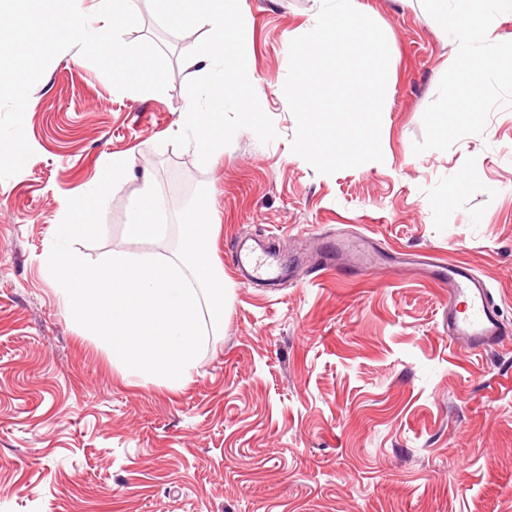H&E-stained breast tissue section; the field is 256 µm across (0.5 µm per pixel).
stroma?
Returning a JSON list of instances; mask_svg holds the SVG:
<instances>
[{"instance_id":"1","label":"stroma","mask_w":512,"mask_h":512,"mask_svg":"<svg viewBox=\"0 0 512 512\" xmlns=\"http://www.w3.org/2000/svg\"><path fill=\"white\" fill-rule=\"evenodd\" d=\"M390 49L383 162L331 175L291 150L289 44L317 0H241L245 51L276 138L236 132L212 162L171 145L189 106L175 35L149 0L126 43L170 66L163 96H128L77 50L32 89L33 150L0 180V512H512V344L468 353L443 326L446 289L407 253H438L484 278L512 329V81L478 111L452 60L450 0H358ZM133 165L111 192L99 243L177 258L179 213L198 188L220 225L224 321L177 388L126 377L59 301L43 256L63 201ZM168 199L162 238L125 226L144 194ZM262 241L284 279L248 281L236 245ZM335 247L352 278L319 270Z\"/></svg>"}]
</instances>
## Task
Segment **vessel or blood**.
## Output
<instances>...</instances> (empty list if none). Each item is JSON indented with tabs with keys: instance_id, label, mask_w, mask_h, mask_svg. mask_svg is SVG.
Wrapping results in <instances>:
<instances>
[{
	"instance_id": "obj_1",
	"label": "vessel or blood",
	"mask_w": 512,
	"mask_h": 512,
	"mask_svg": "<svg viewBox=\"0 0 512 512\" xmlns=\"http://www.w3.org/2000/svg\"><path fill=\"white\" fill-rule=\"evenodd\" d=\"M233 263L238 271L256 278L279 274L280 267L266 251L251 250L236 253ZM436 279L448 287V315L446 317L449 339L468 352L500 348L512 340L490 299L484 279L465 265L434 258Z\"/></svg>"
}]
</instances>
